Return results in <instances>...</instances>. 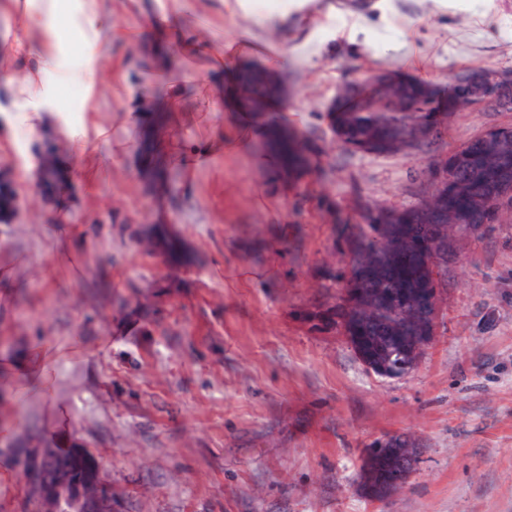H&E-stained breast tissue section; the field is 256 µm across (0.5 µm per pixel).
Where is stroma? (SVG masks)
Instances as JSON below:
<instances>
[{
    "mask_svg": "<svg viewBox=\"0 0 512 512\" xmlns=\"http://www.w3.org/2000/svg\"><path fill=\"white\" fill-rule=\"evenodd\" d=\"M98 0L95 39L64 40L87 79L62 84L56 127L8 128L0 85V169L20 210L0 223V512H22L12 446L29 434L85 439L112 483L114 512H512V210L460 245L439 335L410 376L368 372L338 336L295 317L340 269L330 224L268 188L256 133L224 109V47L282 70L288 123L326 150L311 183L350 207L414 201L418 157L352 154L324 119L341 86L387 69L446 82L463 70L512 73V0ZM287 19L263 24L269 7ZM174 15L158 36L154 18ZM163 87L157 131L172 194L136 174L138 128ZM512 109L471 107L448 123L452 150ZM76 170L47 201L35 155ZM172 223L198 251L191 288L164 327L115 335L113 289L139 299L166 269L132 233ZM289 227L294 249L273 241ZM418 439L421 462L388 502L356 489L365 448Z\"/></svg>",
    "mask_w": 512,
    "mask_h": 512,
    "instance_id": "35a3bbf8",
    "label": "stroma"
}]
</instances>
